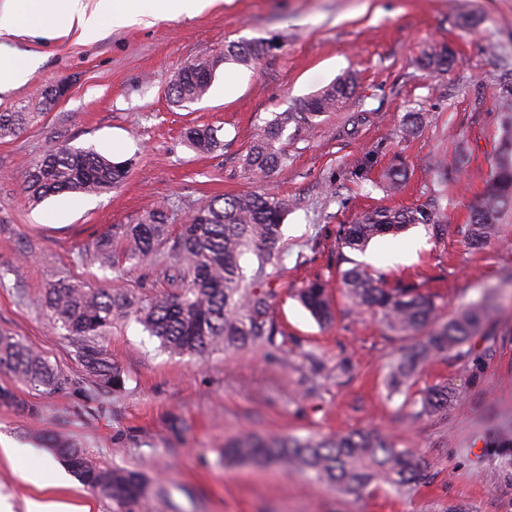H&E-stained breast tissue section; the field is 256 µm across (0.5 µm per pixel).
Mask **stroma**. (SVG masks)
Wrapping results in <instances>:
<instances>
[{
  "instance_id": "1",
  "label": "stroma",
  "mask_w": 512,
  "mask_h": 512,
  "mask_svg": "<svg viewBox=\"0 0 512 512\" xmlns=\"http://www.w3.org/2000/svg\"><path fill=\"white\" fill-rule=\"evenodd\" d=\"M270 37L278 47L258 61L225 62L226 42ZM5 43L33 67L23 84L0 91V112L22 103L37 119L0 137V333L69 377L83 376L78 343L50 328L35 303L61 279L111 287V271L80 255L114 226L159 208L182 224L213 197L263 188L291 206L272 308L283 331L275 346L175 355L136 321H118L103 347L123 368L125 389L92 410L72 390L42 396L0 368V388L26 403L0 404V440L34 452L21 464L0 453V502L24 512L38 493L21 476L28 466L42 469L48 498L112 512L78 480L53 487L62 460L47 446L52 439L144 474L151 494L141 512H512V458L495 448L497 438L512 437V205L485 248L464 237L501 150L502 105L512 103V0H215L199 15H150L93 42L73 28ZM441 49L452 63L428 66ZM198 58L217 63L208 94L171 103L170 81ZM346 76L354 88L336 110L313 128L284 131L287 167L252 180L242 159L257 127ZM61 79L69 96L39 113L38 91ZM412 112L426 115L413 130ZM204 125L219 128L223 150L190 146L186 128ZM59 143L129 163L128 176L109 192L29 202L27 171ZM459 148L470 155L461 170ZM396 168L405 177L394 190ZM436 200L434 225L375 238L362 252L338 246L339 226L367 212L427 209ZM356 263L387 285H419L444 321L474 303L492 307L494 342L474 338L391 393L388 363L409 340L345 296L339 273ZM316 278L328 281L335 305L327 326L294 296ZM340 362L351 368L341 378ZM436 383L448 386L447 410L407 420L411 401ZM366 428L414 450L424 480L405 493L380 485L347 495L307 472L224 459L225 444L246 435L321 439Z\"/></svg>"
}]
</instances>
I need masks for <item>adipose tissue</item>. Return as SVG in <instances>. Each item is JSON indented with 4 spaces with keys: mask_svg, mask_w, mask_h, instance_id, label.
Instances as JSON below:
<instances>
[{
    "mask_svg": "<svg viewBox=\"0 0 512 512\" xmlns=\"http://www.w3.org/2000/svg\"><path fill=\"white\" fill-rule=\"evenodd\" d=\"M144 15L141 0H97L91 11L83 0H19L17 8L0 14V35L58 32L76 27L86 40L93 41L104 28L137 24Z\"/></svg>",
    "mask_w": 512,
    "mask_h": 512,
    "instance_id": "adipose-tissue-1",
    "label": "adipose tissue"
}]
</instances>
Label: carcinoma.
Wrapping results in <instances>:
<instances>
[{
  "label": "carcinoma",
  "instance_id": "1",
  "mask_svg": "<svg viewBox=\"0 0 512 512\" xmlns=\"http://www.w3.org/2000/svg\"><path fill=\"white\" fill-rule=\"evenodd\" d=\"M273 48L271 41L230 42L224 47V59L248 64ZM213 70L214 63L208 59L185 65L169 87L173 103L201 101L211 86ZM352 87V78L344 77L304 101L300 111L282 112L266 122L249 145L245 168L260 179L287 166L288 152L279 142L288 124L315 126V119L347 97ZM37 116L26 105L0 112V136L24 131ZM185 137L201 153L224 149L219 129L214 127H190ZM127 173L128 163L114 162L94 150L52 146L28 172L24 193L35 203L65 193H102L121 185ZM508 202L512 203V141L505 144L495 175L473 209L467 229L470 246L487 244L495 234L501 207ZM287 212L288 200L262 191L211 199L176 229L162 209L139 224L118 226L85 259L111 270L116 281L125 275L123 263L139 266L148 262L159 270L163 291L137 298L121 288H88L58 281L46 289L37 305L54 329L81 342L79 358L86 378H69L20 340L3 334L0 367L43 395L68 387L89 406L124 387L122 368L101 345L121 318L137 321L159 340L163 350L174 354L201 356L217 349L275 345L282 330L271 315L276 297L271 285L284 269L282 226ZM432 215L421 208L369 212L352 224L341 225L338 240L343 248L361 251L378 236L396 235L410 224L430 223ZM340 278L351 302L378 315L387 329L408 337L425 332L391 364L389 386L395 392L428 361L471 342L488 319L486 309L473 305L439 322L432 297L421 293L418 286L399 282L387 287L357 265L341 271ZM297 298L318 323L334 319L326 283H307L298 289ZM482 339L489 340L491 335L485 333ZM448 398V387L430 386L411 402L409 416L415 419L445 410ZM62 454L71 472L108 499L115 512H138L147 499L148 486L139 473L101 467L77 446L63 449ZM224 457L306 471L346 494H358L375 482L403 492L423 479L416 453L396 447L377 430L319 440L248 435L225 444Z\"/></svg>",
  "mask_w": 512,
  "mask_h": 512
}]
</instances>
